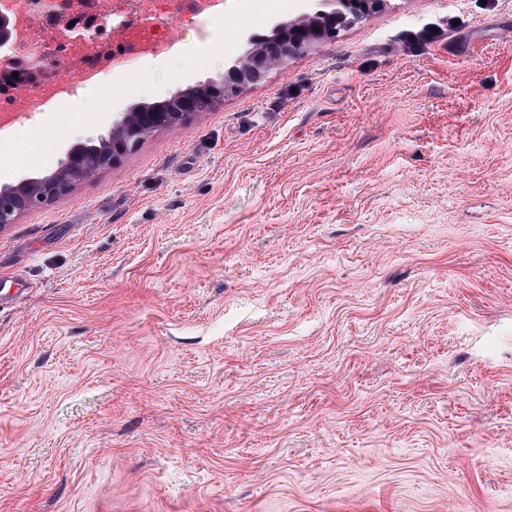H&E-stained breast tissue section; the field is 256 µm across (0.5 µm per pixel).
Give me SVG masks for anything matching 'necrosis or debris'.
<instances>
[{"label": "necrosis or debris", "instance_id": "4bbe7bcc", "mask_svg": "<svg viewBox=\"0 0 512 512\" xmlns=\"http://www.w3.org/2000/svg\"><path fill=\"white\" fill-rule=\"evenodd\" d=\"M23 37L17 53L37 71L36 84L19 78L0 93V115L49 105L62 92H75L90 79L102 78L116 65L128 64L160 46H173L188 34H201L223 0H106L98 24L77 38L68 35L69 19L55 10L53 0H21ZM181 26H168L171 17ZM35 86L36 98L26 94Z\"/></svg>", "mask_w": 512, "mask_h": 512}]
</instances>
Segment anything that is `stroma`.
I'll use <instances>...</instances> for the list:
<instances>
[{"label": "stroma", "instance_id": "stroma-1", "mask_svg": "<svg viewBox=\"0 0 512 512\" xmlns=\"http://www.w3.org/2000/svg\"><path fill=\"white\" fill-rule=\"evenodd\" d=\"M311 5L227 0L0 186ZM0 512H512V0H385L1 229Z\"/></svg>", "mask_w": 512, "mask_h": 512}]
</instances>
